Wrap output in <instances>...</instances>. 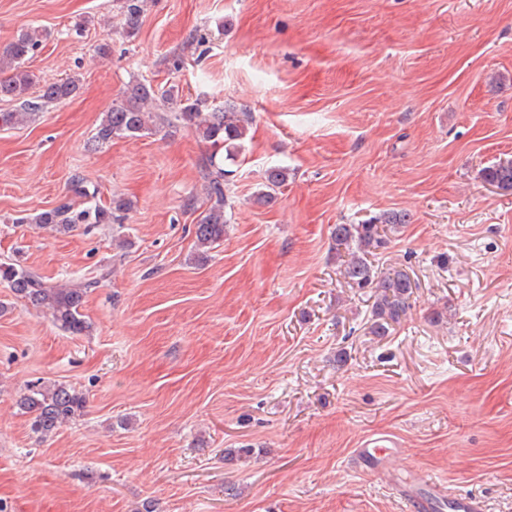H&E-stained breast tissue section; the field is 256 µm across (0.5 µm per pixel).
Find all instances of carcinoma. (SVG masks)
<instances>
[{
  "instance_id": "cac0c4a2",
  "label": "carcinoma",
  "mask_w": 512,
  "mask_h": 512,
  "mask_svg": "<svg viewBox=\"0 0 512 512\" xmlns=\"http://www.w3.org/2000/svg\"><path fill=\"white\" fill-rule=\"evenodd\" d=\"M123 32L134 35L141 23L144 0H121ZM49 33L39 27L27 26L16 32L13 39L0 52V100L18 102L9 112H0L1 126L26 123L37 112L51 104L63 103L79 91V80L74 77L60 79L42 86L40 94L28 97L37 77L25 67V61L40 48ZM252 123L251 112L226 106L210 108L201 99L186 97L174 86L161 88L150 82H131L119 100L112 102L97 127L95 141L103 145L112 138L135 137L151 134L161 128L179 126L194 129L203 140L213 147L224 148L229 153L241 148ZM207 180L210 205L202 212L195 224V238L199 255L224 241V226L228 223L225 208L224 178L227 170L206 159L203 165ZM481 179L504 191L512 190V161H500L484 167ZM288 181V171L272 168L267 172L264 190L257 194V201L273 202L277 191ZM70 191L73 195L62 196L57 204L30 217L15 219L17 224H36L41 228L66 231L78 224H112L117 221L116 212L127 211L131 204L114 200L107 207L91 204L92 194L83 187V181L74 177ZM409 223L407 215L387 212L375 215L360 224H338L332 232L336 251H347L342 260L341 272L352 288L368 289L372 293V320L369 333L387 336L394 325L401 322L411 308L413 283L408 273L391 267L379 270L372 261L377 252L388 248L392 236ZM105 276L101 271L94 276H81L63 284L51 285L33 271L14 263H0V280L5 281L13 294L26 301L32 308L49 315L52 322L72 335H83L90 325L82 313L88 290ZM22 413L31 416L32 429L47 438L60 424L73 421L85 411V395L64 384L37 383L27 389L19 400Z\"/></svg>"
}]
</instances>
